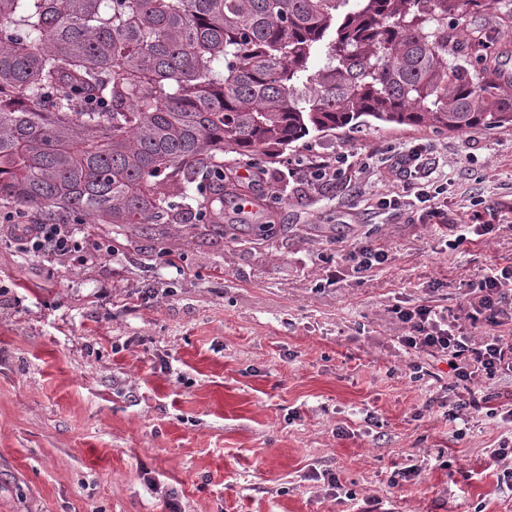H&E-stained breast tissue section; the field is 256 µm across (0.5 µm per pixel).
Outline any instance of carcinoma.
I'll list each match as a JSON object with an SVG mask.
<instances>
[{
    "label": "carcinoma",
    "mask_w": 512,
    "mask_h": 512,
    "mask_svg": "<svg viewBox=\"0 0 512 512\" xmlns=\"http://www.w3.org/2000/svg\"><path fill=\"white\" fill-rule=\"evenodd\" d=\"M487 5L0 0V205L132 228L203 216L249 243L222 207L246 195L244 161L341 129L512 128V81L448 32Z\"/></svg>",
    "instance_id": "obj_1"
}]
</instances>
